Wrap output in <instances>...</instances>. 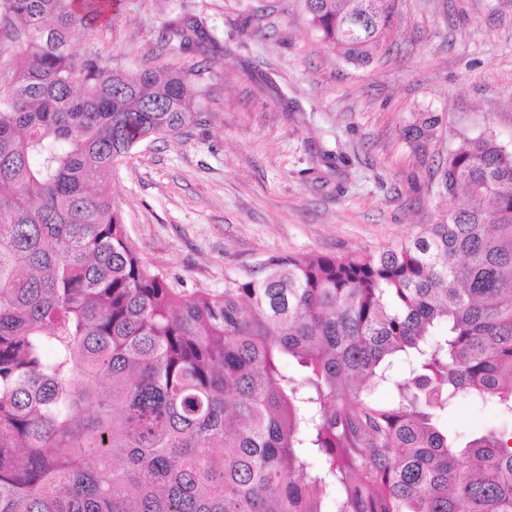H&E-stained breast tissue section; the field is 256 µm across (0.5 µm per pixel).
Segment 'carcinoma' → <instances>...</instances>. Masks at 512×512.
<instances>
[{
    "instance_id": "cac0c4a2",
    "label": "carcinoma",
    "mask_w": 512,
    "mask_h": 512,
    "mask_svg": "<svg viewBox=\"0 0 512 512\" xmlns=\"http://www.w3.org/2000/svg\"><path fill=\"white\" fill-rule=\"evenodd\" d=\"M303 2L354 65L400 12ZM111 11L0 0L17 42L0 87V512H512L508 439L460 447L440 423L460 398L512 413V148L489 131L449 151L438 187L465 203L411 240L189 290L134 250L109 183L143 142L200 124L198 70L73 51ZM162 38L214 42L182 7ZM441 124L416 112L402 137L422 157ZM387 385L392 403L373 397Z\"/></svg>"
}]
</instances>
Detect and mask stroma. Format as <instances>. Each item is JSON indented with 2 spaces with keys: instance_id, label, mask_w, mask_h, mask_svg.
<instances>
[{
  "instance_id": "35a3bbf8",
  "label": "stroma",
  "mask_w": 512,
  "mask_h": 512,
  "mask_svg": "<svg viewBox=\"0 0 512 512\" xmlns=\"http://www.w3.org/2000/svg\"><path fill=\"white\" fill-rule=\"evenodd\" d=\"M174 0H117L72 47L130 72L183 57L160 39ZM217 46L201 64L203 121L142 143L110 190L135 251L187 288L222 291L269 256L377 253L456 207L438 163L465 137L512 147V0H401L383 51L355 66L330 51L303 0H183ZM443 118L418 159L413 113ZM459 442L512 430L495 405L441 418Z\"/></svg>"
}]
</instances>
